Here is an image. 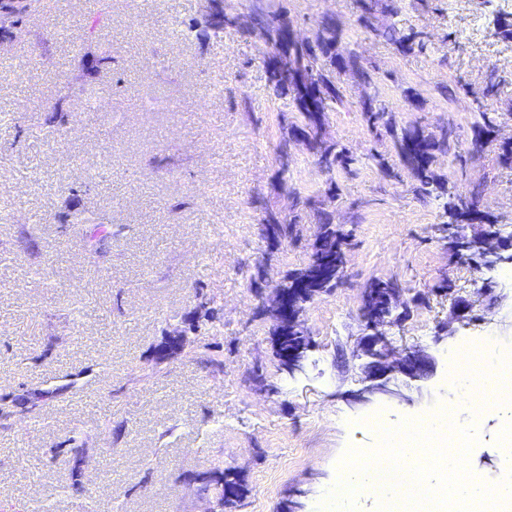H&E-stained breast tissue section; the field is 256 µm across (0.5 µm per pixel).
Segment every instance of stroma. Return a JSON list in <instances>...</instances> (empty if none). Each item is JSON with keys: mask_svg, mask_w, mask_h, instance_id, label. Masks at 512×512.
Listing matches in <instances>:
<instances>
[{"mask_svg": "<svg viewBox=\"0 0 512 512\" xmlns=\"http://www.w3.org/2000/svg\"><path fill=\"white\" fill-rule=\"evenodd\" d=\"M203 2L107 0L111 21L88 41L96 0H33L28 22L0 41V395L45 394L40 416L16 413L0 428V512H82L76 482L97 512H205L228 469L246 497L217 512H319L345 452L378 447L372 416L399 423L451 404L459 426L478 433L470 471L502 486L512 472V416L489 407L476 418L453 403L442 353L489 336L512 353V278L450 256L443 200L417 198L361 105L376 95L397 125L454 128L460 154H438L437 175L455 190L478 187L480 210L512 237V168L496 147L471 142L472 100L492 71L500 86L491 106L512 134V40L495 35L500 20L512 21V0H376V26L428 33L426 50L408 53L357 25L360 0H231L240 23L202 44L188 25ZM260 8L287 12L310 39L335 17L370 71L369 84L343 75L344 102L322 130L323 141L355 157L353 173L327 175L297 143L279 178L275 148L295 107L269 88L267 47L252 30ZM105 46L118 71L91 70ZM450 83L463 87L453 98L441 92ZM409 87L421 108L406 106ZM85 89L97 90L99 107L82 104ZM57 107L68 119L60 130L45 123ZM375 151L394 176L380 172ZM89 166L103 178L94 194L73 197ZM297 194L315 197L353 240L347 283L306 311L313 347L291 378L272 354L271 320L257 312L250 276L268 250L264 209L291 216ZM68 209L100 212L120 228L106 259L90 258L78 229L55 224ZM316 212L297 217L268 281L306 263ZM24 231L33 240L26 252L17 248ZM387 277L408 297L427 296L391 329L395 344L439 362L408 399L363 404L354 399L365 363L356 352L361 293ZM444 280L452 294L433 293ZM199 291L219 317L192 330ZM457 299L471 303L470 320H452ZM180 331L184 350L157 359L156 346ZM204 355L218 367H205ZM62 384L67 392L56 395ZM76 446L85 450L78 463Z\"/></svg>", "mask_w": 512, "mask_h": 512, "instance_id": "stroma-1", "label": "stroma"}]
</instances>
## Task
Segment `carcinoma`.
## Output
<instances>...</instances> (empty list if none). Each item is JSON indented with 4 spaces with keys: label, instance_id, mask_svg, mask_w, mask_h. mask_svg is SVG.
Wrapping results in <instances>:
<instances>
[{
    "label": "carcinoma",
    "instance_id": "cac0c4a2",
    "mask_svg": "<svg viewBox=\"0 0 512 512\" xmlns=\"http://www.w3.org/2000/svg\"><path fill=\"white\" fill-rule=\"evenodd\" d=\"M375 4L373 0H363L362 14L357 19L360 26L384 37L400 52H411L415 49H426L427 40L423 32L413 28H398L389 26L380 29L371 21ZM285 17L281 12L269 16L263 13L254 15V26L267 32L279 29ZM228 21L227 14H222L219 23L207 22L203 25L194 22L189 30L196 33L199 39L217 37L224 31V23ZM332 26V35L323 43L308 44L297 41L288 45V52L293 56L294 63L288 69L279 71L273 67H266L268 82L273 94L277 96H290L298 112L297 120L287 124L288 137L279 141L276 146L277 158L291 154L290 136L301 134L308 140L309 147L317 157V163L324 164V170L331 173L340 168L348 173L353 172L355 159L349 151L337 144H326L319 132L323 125V114L336 104L343 103L341 75L353 71L361 79L369 83L371 74L359 65L355 51L341 46L342 25L334 19H329ZM325 58L329 68L317 67L319 58ZM499 88V81L495 73L487 77L482 98L475 99V112L478 119L473 123L471 139L479 147L489 145L495 141L496 129L499 126L500 115L486 106V101L494 97ZM363 117L368 126L375 130L382 126L391 140L393 149L400 162L407 168L415 186L417 197L423 201L432 197L447 196L444 211L450 224H493L495 220L487 213L478 209L476 198L478 190L472 188L466 192L451 191L445 183L435 174L434 162L437 154L447 153L457 148L458 137L454 129L441 128L430 131L420 124L397 126L393 121L389 106L374 98H367L362 106ZM321 228L320 243L311 246L308 262L301 268L288 272L282 280L287 286L289 281H301L305 287L314 288L316 292L305 297L301 303L307 305L322 294L336 288L346 278V268L343 267V248L349 245L350 232L334 224L333 217L326 211L317 210ZM56 220L61 224H75L81 227L85 246L93 258H101L108 252L112 237L120 231H112V225L104 223L100 218L86 211L60 213ZM278 213L268 211L265 213L261 226L265 238L275 235L278 241L288 239L291 224ZM398 286L397 281L391 278L373 279L365 285L360 311L369 308L373 301L375 291H384ZM196 309L190 322L200 318L213 320L218 310L211 306V301L198 293ZM224 502L230 503L235 499L244 498L246 487L243 480L231 472L224 473L222 477Z\"/></svg>",
    "mask_w": 512,
    "mask_h": 512
}]
</instances>
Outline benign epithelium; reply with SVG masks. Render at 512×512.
I'll return each instance as SVG.
<instances>
[{
	"label": "benign epithelium",
	"mask_w": 512,
	"mask_h": 512,
	"mask_svg": "<svg viewBox=\"0 0 512 512\" xmlns=\"http://www.w3.org/2000/svg\"><path fill=\"white\" fill-rule=\"evenodd\" d=\"M31 0H0V30L19 25V19L29 15ZM463 224L444 226L446 247L454 254L478 251L480 260L476 264L479 270L493 271L512 263V241L504 240L498 231L491 227L472 235L464 231ZM299 288H284L276 285L271 289V297L264 300L260 309L274 321L290 323L302 332L305 327V311L295 302ZM409 303L403 300V289L395 288L388 303L362 318L365 333L360 338L358 350L367 358L363 367L362 382L364 387L355 398L367 401L375 394L389 398H401V385L420 381L432 371L434 361L420 349L397 347L389 330L401 324L408 314ZM311 344L289 347L283 351L279 368L292 377L303 371L307 352Z\"/></svg>",
	"instance_id": "benign-epithelium-1"
}]
</instances>
